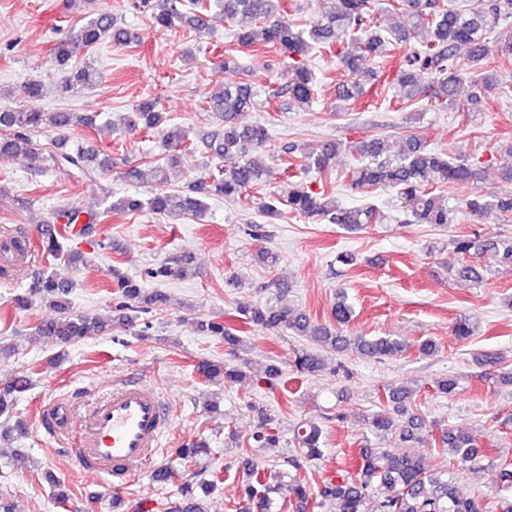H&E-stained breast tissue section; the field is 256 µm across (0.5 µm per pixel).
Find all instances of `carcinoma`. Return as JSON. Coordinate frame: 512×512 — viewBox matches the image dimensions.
Here are the masks:
<instances>
[{
    "instance_id": "obj_1",
    "label": "carcinoma",
    "mask_w": 512,
    "mask_h": 512,
    "mask_svg": "<svg viewBox=\"0 0 512 512\" xmlns=\"http://www.w3.org/2000/svg\"><path fill=\"white\" fill-rule=\"evenodd\" d=\"M136 12L149 16L151 24L162 31L175 27L201 30L215 23H229L238 16L252 19L247 29L232 33L224 46L222 59L216 67L228 71L240 68L239 52L274 47L288 58V75L273 93L286 98L287 105L298 110L309 109L315 101L316 78L309 66L315 49L336 47L340 65L351 73L363 74L371 80L380 71L370 67L395 62L392 84L403 103L411 106L426 98L444 109L455 100L462 81L468 79L474 89L471 98L480 102L482 93L497 85V74L489 70L494 51L512 54V30L500 33L497 47L486 41V33L501 21L512 19V0H486L484 10L468 12L448 6L446 0H393L387 12L401 14L411 21L410 28L394 25L379 28L371 19L372 0H321L318 15L301 23L280 20L283 0H163L155 9L152 0H129ZM424 30L426 38L419 45H410L414 34ZM124 44L128 31L109 11H102L85 23L71 27L51 48L52 55L65 76L59 86L62 94L99 83L98 70L90 62L74 65L75 59L87 56L101 41ZM432 78L424 85L422 75ZM257 92L248 83L224 84V88L207 101L208 112L217 127L208 132L192 134L182 126L167 125V116L158 101L146 99L133 112L120 118L121 129L159 134L166 151L165 163L155 166L157 188L142 199L135 194L119 197L102 214L87 212L74 202L56 207L46 223L67 227L82 225L89 231L99 217L110 214H136L148 210L156 215L204 216L206 198H221L234 202L242 198L256 200L257 214L267 220L280 217L283 210L308 218L318 217L348 230L368 224H381L384 215L372 204L345 207L336 197L314 192L303 184H293L283 196H254L259 188L261 170L252 154L264 146L269 134L262 124L242 121L245 113L256 105ZM97 115L63 110L42 112L36 108L18 106L0 110V158H22L33 166L41 165L44 157L34 147L31 134L39 129L65 135L78 128H91ZM200 143L207 157L215 161L214 168L198 177L185 180L183 186L170 187L171 171L177 166L178 155L189 146ZM342 144L328 141L316 153L302 155L300 167L323 174ZM360 156L350 171V185L356 189L389 188L405 203L406 224H430L445 227L453 223L456 208L448 198L435 193L439 186L454 184L462 190L483 179L486 166L478 159L448 157L428 149L417 137L408 135L395 156L387 154L382 139L372 138L354 143ZM59 167L80 171L95 165L111 167L110 159L98 158L91 150L61 151L51 155ZM461 204L478 214L498 213L512 216V191L490 196H462ZM457 265L450 270L456 280H483L480 268L467 260L475 254L491 253L499 264L512 270V236L483 238L478 233L457 235L452 239ZM190 272V262H162L145 270L143 277L133 278L114 272L117 291L112 303V318L135 324L138 314L149 313L164 306L167 295L159 289L147 288V283L163 284L183 280ZM66 282L54 273H42L34 279L31 291L18 294L12 304L17 310L29 306L33 299L51 303L58 316L38 326V332L60 345H71L105 331L103 319L91 312L76 313L68 299ZM236 321L267 330H286L307 341L294 352L289 367L301 376H315L328 366V356L353 352L369 360L393 359L407 349L399 336H352L344 327L352 320L353 309L343 295L336 297L331 316L336 327L313 321L307 314L288 306L239 303L234 309ZM197 330L206 336L224 340L232 351L247 349L235 326L222 320L203 317L196 322ZM250 361L240 364L224 360H204L200 370L210 380L232 387L247 378ZM31 385L24 373L0 388V415L12 414L19 394ZM437 393L453 396L458 392L459 378L448 374L435 382ZM413 390L404 385L390 384L378 396L379 410L368 415L366 425L377 440L359 449L355 469H338L313 493L297 477L276 469L274 465H253L244 471L241 499L231 506L233 512H307L312 507L322 512H512V463L497 462L487 455L481 441L469 431L458 428L433 429L413 408ZM256 412L260 424L252 439L265 448L278 445L280 436L267 419L266 409L247 403ZM298 445L288 457V466L298 467V459L315 461L323 458L325 442L322 428L315 422H304L294 430ZM427 445L456 462L481 468H495L496 496L491 500L466 497L456 490L448 470L432 471L423 460L403 451L410 444ZM282 493L278 504L270 497ZM170 512H208L203 499L193 487L186 486L181 498L168 507Z\"/></svg>"
}]
</instances>
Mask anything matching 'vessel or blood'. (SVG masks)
Segmentation results:
<instances>
[{
	"mask_svg": "<svg viewBox=\"0 0 512 512\" xmlns=\"http://www.w3.org/2000/svg\"><path fill=\"white\" fill-rule=\"evenodd\" d=\"M172 425L168 399L146 380L128 378L80 409L67 396L48 400L36 427L54 438L72 436L80 469L121 486L159 454Z\"/></svg>",
	"mask_w": 512,
	"mask_h": 512,
	"instance_id": "obj_1",
	"label": "vessel or blood"
}]
</instances>
